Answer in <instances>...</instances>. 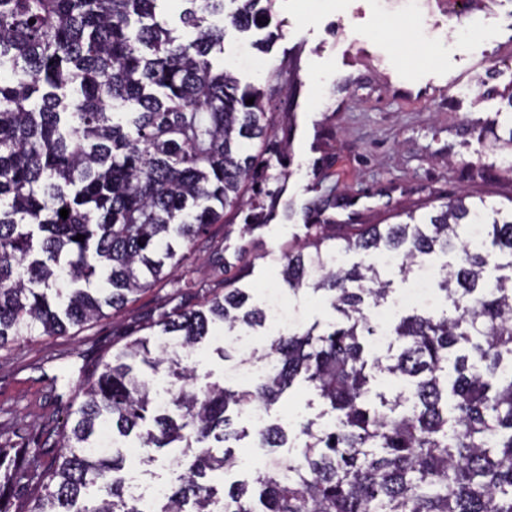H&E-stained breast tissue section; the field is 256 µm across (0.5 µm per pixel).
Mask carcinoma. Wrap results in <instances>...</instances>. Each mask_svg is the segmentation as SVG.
<instances>
[{
	"mask_svg": "<svg viewBox=\"0 0 512 512\" xmlns=\"http://www.w3.org/2000/svg\"><path fill=\"white\" fill-rule=\"evenodd\" d=\"M169 2L0 0V348L106 319L171 279L212 225L239 218L250 231L277 214L279 196L267 203L254 184L288 128L270 95L211 59L226 26L250 30L273 0H181L183 35L168 27ZM334 209L330 194L306 207L315 233L288 248L281 276L324 292L340 323L277 333L253 387L199 386L185 352L209 326L232 336L268 312L234 276L222 294L192 283L196 303L162 304L149 316L157 337L103 354L78 384L50 464L0 442V497L29 489L18 512H210L208 475L234 467L245 435L234 417L271 410L300 379L333 423H300L294 460L257 472L256 499L244 483L223 493L228 512H512V197H447L426 220L358 228H336ZM350 252L362 260L348 267ZM437 252L447 309L388 324L387 355L368 359L370 311L391 281L367 258L394 256L404 281ZM373 370L403 390L372 393ZM132 434L142 464L170 448L179 468L149 509L121 475ZM254 438L283 448L288 423Z\"/></svg>",
	"mask_w": 512,
	"mask_h": 512,
	"instance_id": "obj_1",
	"label": "carcinoma"
}]
</instances>
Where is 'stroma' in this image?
I'll use <instances>...</instances> for the list:
<instances>
[{
    "instance_id": "stroma-1",
    "label": "stroma",
    "mask_w": 512,
    "mask_h": 512,
    "mask_svg": "<svg viewBox=\"0 0 512 512\" xmlns=\"http://www.w3.org/2000/svg\"><path fill=\"white\" fill-rule=\"evenodd\" d=\"M476 26L452 38L439 0H275L267 30L227 29L214 64L232 68L241 84L267 86L288 67L287 97H273L292 127L287 146L272 158L273 180L291 217H277L251 233L217 224L200 237L195 254L173 279L141 294L115 314L64 336L25 338L0 349V430L12 443L58 453L63 408L80 381L98 371L112 346V326L138 334L156 307L183 292L187 280L223 288L238 276L259 304L282 295L297 325H327L337 315L312 290L293 292L279 271L288 246L306 240L302 208L335 193L340 224H389L396 212L420 208L436 196L466 193L492 202L512 196V174L494 165L482 143L512 134V0H466ZM324 160L323 176L313 163ZM223 327L187 359L200 382L231 385L239 353L218 354ZM329 418L324 402L299 384L266 420ZM236 443V466L224 484L295 457L300 438L284 448L254 444L253 423Z\"/></svg>"
}]
</instances>
